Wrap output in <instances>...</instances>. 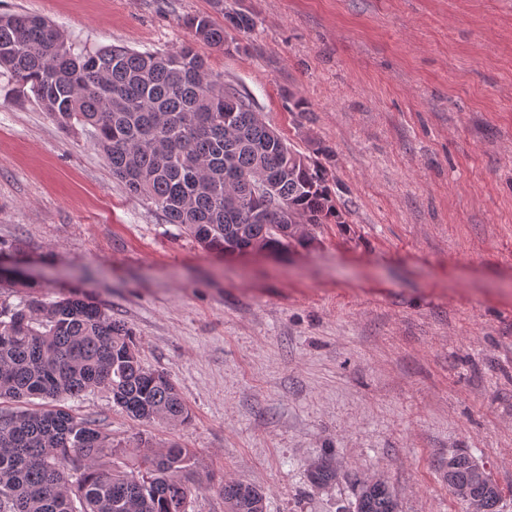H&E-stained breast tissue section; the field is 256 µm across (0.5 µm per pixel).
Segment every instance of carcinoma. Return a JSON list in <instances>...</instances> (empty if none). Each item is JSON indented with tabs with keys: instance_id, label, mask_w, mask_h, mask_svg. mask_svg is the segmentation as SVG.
<instances>
[{
	"instance_id": "carcinoma-1",
	"label": "carcinoma",
	"mask_w": 512,
	"mask_h": 512,
	"mask_svg": "<svg viewBox=\"0 0 512 512\" xmlns=\"http://www.w3.org/2000/svg\"><path fill=\"white\" fill-rule=\"evenodd\" d=\"M194 37L170 51L106 46L76 53L65 33L40 15L0 14V69L52 116L62 132L92 131L112 177L159 209L204 249L258 247L282 252L290 240L283 209L309 224H344L326 169L286 143L245 98L209 69L200 42L229 53L242 49L230 31L249 16L218 23L208 14L183 18ZM15 305L0 303V400L38 398L41 407L0 408V512H186L193 453L178 445L138 456L129 471L102 460L125 452L94 420L61 403L89 389L112 394L127 417L168 425L189 412L171 378L143 366L125 324L86 297L49 300L40 285L10 280ZM474 458L448 455V487L468 486L496 512L497 486L473 478ZM82 471L76 487L66 470ZM228 512H264L252 484L221 488ZM353 512H399L393 487L366 478Z\"/></svg>"
}]
</instances>
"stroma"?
Segmentation results:
<instances>
[{"label":"stroma","instance_id":"35a3bbf8","mask_svg":"<svg viewBox=\"0 0 512 512\" xmlns=\"http://www.w3.org/2000/svg\"><path fill=\"white\" fill-rule=\"evenodd\" d=\"M17 12L77 51L172 50L186 16L249 15L240 52L197 50L319 153L347 217L306 227V249L209 253L0 73V262L109 309L189 410L165 427L101 389L72 401L123 447L113 465L191 449L212 486L187 512H226L227 480L265 512H338L367 476L400 512H466L444 476L465 452L512 512V0H0ZM321 462L332 485L311 481Z\"/></svg>","mask_w":512,"mask_h":512}]
</instances>
